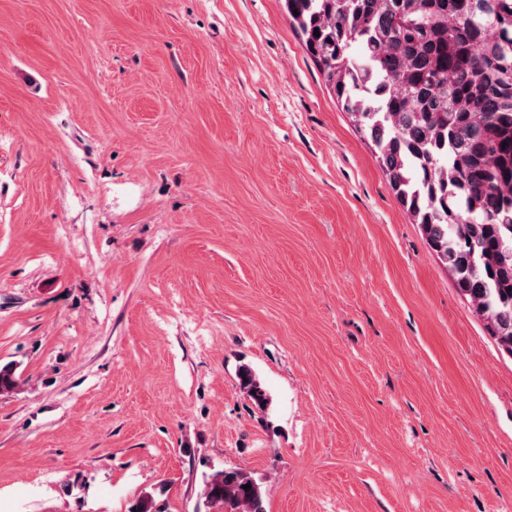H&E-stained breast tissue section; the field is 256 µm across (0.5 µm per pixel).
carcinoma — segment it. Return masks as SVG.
<instances>
[{"instance_id":"1","label":"carcinoma","mask_w":512,"mask_h":512,"mask_svg":"<svg viewBox=\"0 0 512 512\" xmlns=\"http://www.w3.org/2000/svg\"><path fill=\"white\" fill-rule=\"evenodd\" d=\"M285 6L330 92L375 148L397 199L489 334L512 354V0ZM238 380L257 407L268 406L249 366L239 367ZM18 388L15 368L0 366V395ZM265 496L241 470L205 481L206 504L219 512H265ZM128 512L164 510L143 495Z\"/></svg>"}]
</instances>
